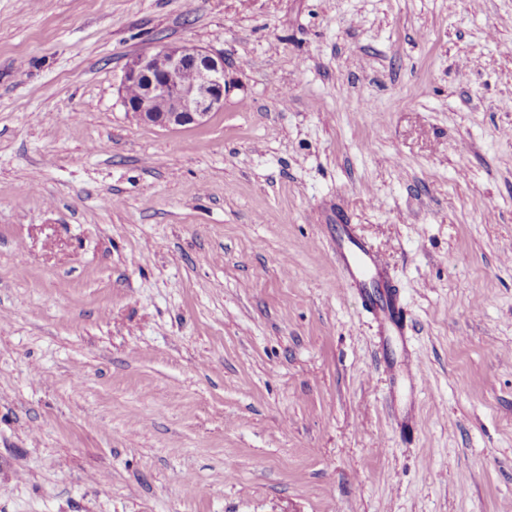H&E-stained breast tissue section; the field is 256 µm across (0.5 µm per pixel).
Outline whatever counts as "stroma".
Listing matches in <instances>:
<instances>
[{"mask_svg":"<svg viewBox=\"0 0 512 512\" xmlns=\"http://www.w3.org/2000/svg\"><path fill=\"white\" fill-rule=\"evenodd\" d=\"M510 100L512 0H0V512H512ZM130 88L136 96L129 95ZM122 95L128 111L145 125H203L224 109V57L195 45L158 44L128 62ZM336 252L346 281L361 289L380 334L404 336L407 328L406 316L389 278L384 258L366 242L357 239L349 224L336 227ZM367 279L374 281L375 295L365 289Z\"/></svg>","mask_w":512,"mask_h":512,"instance_id":"stroma-1","label":"stroma"}]
</instances>
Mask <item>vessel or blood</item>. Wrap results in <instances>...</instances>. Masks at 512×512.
<instances>
[{
    "mask_svg": "<svg viewBox=\"0 0 512 512\" xmlns=\"http://www.w3.org/2000/svg\"><path fill=\"white\" fill-rule=\"evenodd\" d=\"M336 252L345 272V279L356 288L374 284L375 293L365 301L385 336L403 335L407 328L406 316L387 272L384 258L366 242L357 239L349 225L336 227Z\"/></svg>",
    "mask_w": 512,
    "mask_h": 512,
    "instance_id": "1",
    "label": "vessel or blood"
}]
</instances>
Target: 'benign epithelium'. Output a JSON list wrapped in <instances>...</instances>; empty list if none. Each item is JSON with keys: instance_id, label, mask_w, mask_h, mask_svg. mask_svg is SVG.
<instances>
[{"instance_id": "7a95c632", "label": "benign epithelium", "mask_w": 512, "mask_h": 512, "mask_svg": "<svg viewBox=\"0 0 512 512\" xmlns=\"http://www.w3.org/2000/svg\"><path fill=\"white\" fill-rule=\"evenodd\" d=\"M122 95L128 111L145 125H203L224 110V55L161 43L128 62Z\"/></svg>"}]
</instances>
